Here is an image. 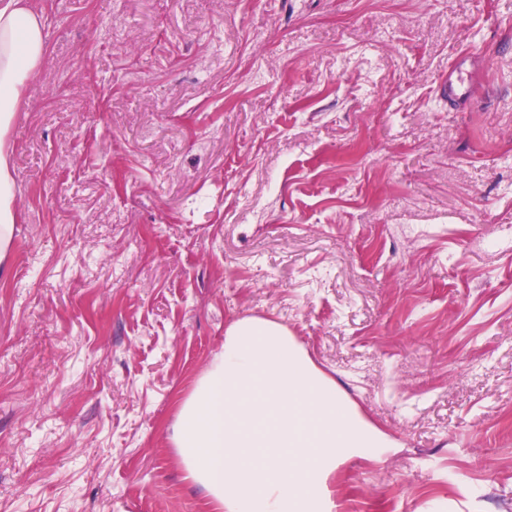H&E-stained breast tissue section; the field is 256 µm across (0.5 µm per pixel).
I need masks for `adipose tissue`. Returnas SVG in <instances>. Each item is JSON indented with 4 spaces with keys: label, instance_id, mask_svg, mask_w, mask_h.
Returning <instances> with one entry per match:
<instances>
[{
    "label": "adipose tissue",
    "instance_id": "ef3b65f1",
    "mask_svg": "<svg viewBox=\"0 0 512 512\" xmlns=\"http://www.w3.org/2000/svg\"><path fill=\"white\" fill-rule=\"evenodd\" d=\"M31 0H0V224H14L5 137L47 53ZM173 441L188 479L219 512H325L339 465L381 460L388 436L349 404L289 336L260 318L232 323L224 352L178 406Z\"/></svg>",
    "mask_w": 512,
    "mask_h": 512
}]
</instances>
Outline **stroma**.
I'll return each instance as SVG.
<instances>
[{
    "label": "stroma",
    "instance_id": "1",
    "mask_svg": "<svg viewBox=\"0 0 512 512\" xmlns=\"http://www.w3.org/2000/svg\"><path fill=\"white\" fill-rule=\"evenodd\" d=\"M33 2L0 512H213L172 426L252 317L392 441L328 512H512V0ZM457 71V66L448 69V81L445 80L438 85V95L442 99H448V106L457 108L463 101L470 98V91L459 81H455L453 76Z\"/></svg>",
    "mask_w": 512,
    "mask_h": 512
}]
</instances>
